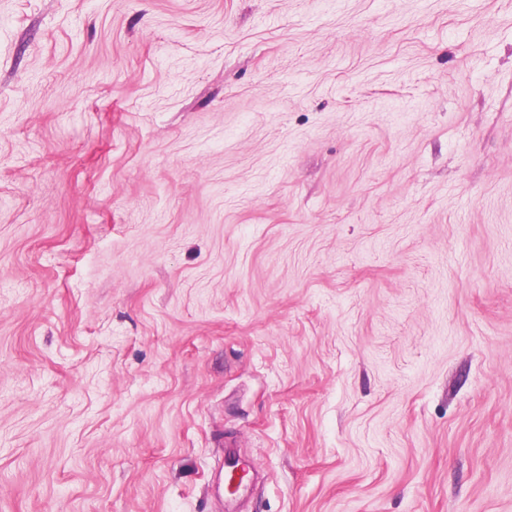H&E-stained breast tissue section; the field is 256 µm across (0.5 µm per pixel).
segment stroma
<instances>
[{"instance_id": "stroma-1", "label": "stroma", "mask_w": 512, "mask_h": 512, "mask_svg": "<svg viewBox=\"0 0 512 512\" xmlns=\"http://www.w3.org/2000/svg\"><path fill=\"white\" fill-rule=\"evenodd\" d=\"M512 512V0H0V512Z\"/></svg>"}]
</instances>
